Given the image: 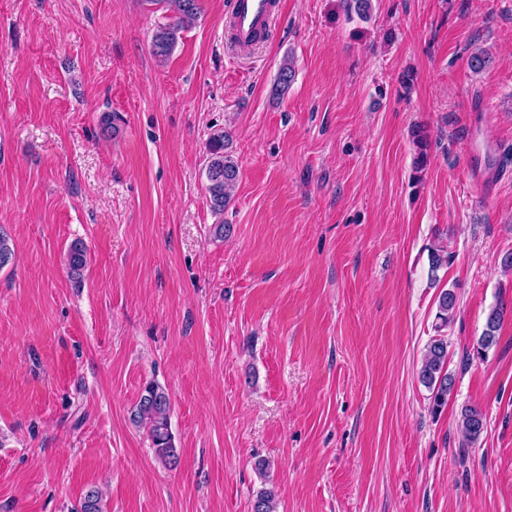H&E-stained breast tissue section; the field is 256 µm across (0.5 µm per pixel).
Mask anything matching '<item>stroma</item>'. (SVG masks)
<instances>
[{
  "label": "stroma",
  "instance_id": "stroma-1",
  "mask_svg": "<svg viewBox=\"0 0 512 512\" xmlns=\"http://www.w3.org/2000/svg\"><path fill=\"white\" fill-rule=\"evenodd\" d=\"M199 4L161 60L171 15L150 0H0V512H75L93 486L103 512H251L269 485L277 512H512V0H372L365 20L278 0L248 51L229 0ZM224 130L239 179L217 241L205 167ZM474 133L505 170L487 199ZM449 287L436 409L419 368ZM150 382L173 469L130 419ZM466 406L486 428L464 449ZM68 272L72 277L79 278L87 264V246L81 240L73 241L67 250ZM503 303H498L492 307L486 317V329L478 341L477 354L481 355L488 349L497 344L498 336L496 332L504 316Z\"/></svg>",
  "mask_w": 512,
  "mask_h": 512
}]
</instances>
